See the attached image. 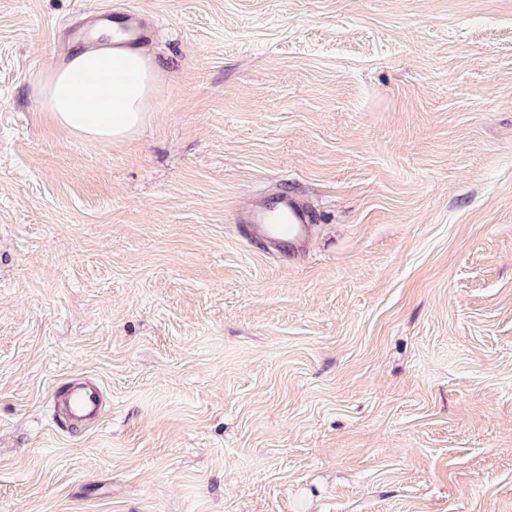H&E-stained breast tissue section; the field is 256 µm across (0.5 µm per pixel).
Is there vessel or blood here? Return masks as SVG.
I'll use <instances>...</instances> for the list:
<instances>
[{
  "label": "vessel or blood",
  "instance_id": "b4317fda",
  "mask_svg": "<svg viewBox=\"0 0 512 512\" xmlns=\"http://www.w3.org/2000/svg\"><path fill=\"white\" fill-rule=\"evenodd\" d=\"M311 217L312 209L306 201L282 193L264 205L248 209L242 221L247 225L248 234L265 237L277 249L298 253L304 250L313 234ZM61 406L63 415L71 422L89 421L101 414L97 390L81 384L67 390Z\"/></svg>",
  "mask_w": 512,
  "mask_h": 512
}]
</instances>
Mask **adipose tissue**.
<instances>
[{
	"label": "adipose tissue",
	"instance_id": "obj_1",
	"mask_svg": "<svg viewBox=\"0 0 512 512\" xmlns=\"http://www.w3.org/2000/svg\"><path fill=\"white\" fill-rule=\"evenodd\" d=\"M102 44H75L36 82L60 128L90 143L118 141L147 118L158 70L141 50L112 48V26L98 34Z\"/></svg>",
	"mask_w": 512,
	"mask_h": 512
}]
</instances>
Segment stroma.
Wrapping results in <instances>:
<instances>
[{
  "label": "stroma",
  "mask_w": 512,
  "mask_h": 512,
  "mask_svg": "<svg viewBox=\"0 0 512 512\" xmlns=\"http://www.w3.org/2000/svg\"><path fill=\"white\" fill-rule=\"evenodd\" d=\"M125 7L93 145L35 79ZM0 512H512V0H0ZM103 44H75L36 82L37 93L46 101L51 117L60 128L90 143L122 140L137 131L147 118L158 70L141 50L112 49V21L95 34ZM122 72L126 79L112 85L111 112H95L90 106L98 86L81 80L84 74L98 77ZM311 217L309 204L286 192L263 206L251 207L244 213L242 221L249 224L248 234L265 237L275 250L288 247L290 255L303 251L309 242L314 231ZM62 413L69 422L89 421L101 414V401L98 391L87 385H72L61 403Z\"/></svg>",
  "instance_id": "stroma-1"
}]
</instances>
